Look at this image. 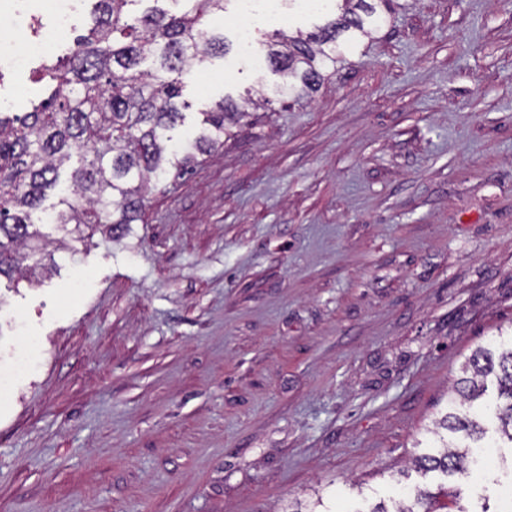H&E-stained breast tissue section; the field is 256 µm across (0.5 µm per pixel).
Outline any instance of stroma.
<instances>
[{
	"instance_id": "obj_1",
	"label": "stroma",
	"mask_w": 512,
	"mask_h": 512,
	"mask_svg": "<svg viewBox=\"0 0 512 512\" xmlns=\"http://www.w3.org/2000/svg\"><path fill=\"white\" fill-rule=\"evenodd\" d=\"M311 97L239 58L176 134L270 105L152 181L120 241L0 279V512H369L476 346L512 330V0H401Z\"/></svg>"
}]
</instances>
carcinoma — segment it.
I'll use <instances>...</instances> for the list:
<instances>
[{"label":"carcinoma","instance_id":"carcinoma-1","mask_svg":"<svg viewBox=\"0 0 512 512\" xmlns=\"http://www.w3.org/2000/svg\"><path fill=\"white\" fill-rule=\"evenodd\" d=\"M135 0H96L98 13L77 48L47 66L49 95L31 111H0V276L30 283L54 267L53 252L69 248L66 237L81 226L103 227L112 240L127 234L145 201L150 180L164 164L187 168L222 144L226 123L248 112L219 101L203 113V131L179 155L169 132L184 118L182 75L210 56L224 54V37L208 18L224 13L225 0H179L182 10L153 8L132 24L126 7ZM340 14L316 31H275L262 42L271 65L285 72L282 95L298 103L316 92L343 59L348 44L369 37L386 22L394 0H336ZM155 70H142L146 56ZM84 151L70 175L69 194L51 208L47 191L73 151ZM64 233L52 238L40 225ZM74 229H68V225ZM466 376L452 386L448 411L436 424L429 450L414 469L427 476L466 473L480 448L512 449V336L479 346L466 357ZM460 497L441 486L432 493L410 488L392 507L369 512H441Z\"/></svg>","mask_w":512,"mask_h":512}]
</instances>
